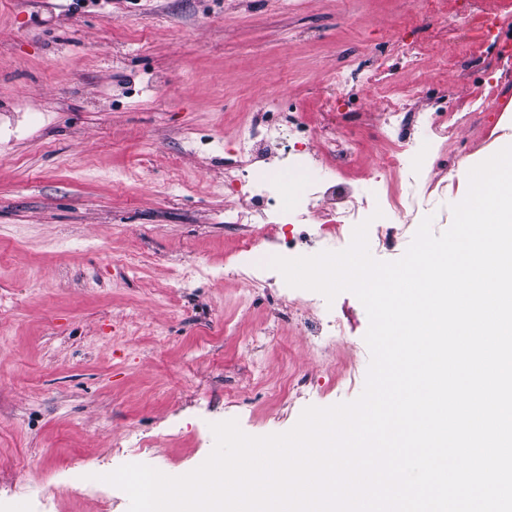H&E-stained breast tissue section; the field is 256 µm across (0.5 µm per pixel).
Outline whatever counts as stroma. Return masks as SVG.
<instances>
[{
	"label": "stroma",
	"instance_id": "obj_1",
	"mask_svg": "<svg viewBox=\"0 0 512 512\" xmlns=\"http://www.w3.org/2000/svg\"><path fill=\"white\" fill-rule=\"evenodd\" d=\"M407 0H0V512H128L75 481L127 458L171 475L210 455L214 423L284 433L356 399L370 363L351 292L324 336L280 289L239 275L224 161L253 112L317 115L344 59L393 64ZM431 46L389 87L448 80ZM470 168L512 145L461 127ZM434 233L468 179L440 172ZM198 270L189 283L179 274ZM355 382H346L344 368ZM309 377L306 389L295 380ZM287 397H280V388Z\"/></svg>",
	"mask_w": 512,
	"mask_h": 512
}]
</instances>
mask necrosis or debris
<instances>
[{
	"label": "necrosis or debris",
	"mask_w": 512,
	"mask_h": 512,
	"mask_svg": "<svg viewBox=\"0 0 512 512\" xmlns=\"http://www.w3.org/2000/svg\"><path fill=\"white\" fill-rule=\"evenodd\" d=\"M414 13L435 17L440 26H452L448 66L458 80H465L470 63V35L479 32L491 47L486 59L490 72L512 75V42L499 36L500 15L490 13L485 0H413ZM394 80L383 66L367 68L357 58L336 74L340 95L351 96L370 88H384ZM503 89L491 84L488 98L474 102L468 111L455 110V87L429 91L409 88L382 100L378 114L362 115L363 124L376 128L386 146L369 180L350 182L316 175L319 157L330 159L339 171L352 165L359 144L346 125H314L303 113L288 112L276 121L259 113L242 128L235 143L237 164L224 172L225 193L238 196L239 204L226 207L228 224L261 226L275 247L287 241L291 224H310L321 250H340L347 229L361 223L375 210H408L419 222L429 207L421 185L428 171L456 173L462 153L456 133L463 126H489ZM260 236V237H263ZM260 237L247 234L240 240L239 272L249 282L267 287V255L258 250Z\"/></svg>",
	"instance_id": "1"
}]
</instances>
